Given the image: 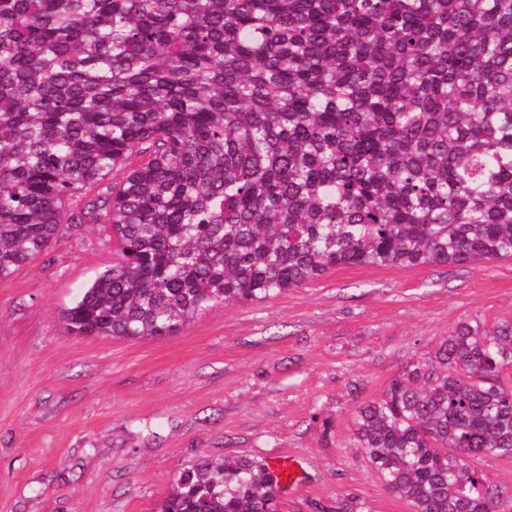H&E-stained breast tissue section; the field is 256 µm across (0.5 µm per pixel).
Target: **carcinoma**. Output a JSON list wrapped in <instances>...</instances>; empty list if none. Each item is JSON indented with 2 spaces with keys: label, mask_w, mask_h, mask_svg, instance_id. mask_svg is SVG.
Wrapping results in <instances>:
<instances>
[{
  "label": "carcinoma",
  "mask_w": 512,
  "mask_h": 512,
  "mask_svg": "<svg viewBox=\"0 0 512 512\" xmlns=\"http://www.w3.org/2000/svg\"><path fill=\"white\" fill-rule=\"evenodd\" d=\"M82 224L117 257L63 311L80 336L512 256V0H0V280ZM508 366L512 322H459L355 408L353 447L412 512H504L472 461L512 456ZM277 493L263 460H203L159 512Z\"/></svg>",
  "instance_id": "cac0c4a2"
}]
</instances>
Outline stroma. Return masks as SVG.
Instances as JSON below:
<instances>
[{
    "mask_svg": "<svg viewBox=\"0 0 512 512\" xmlns=\"http://www.w3.org/2000/svg\"><path fill=\"white\" fill-rule=\"evenodd\" d=\"M99 224L0 281V512H157L200 458L296 463L280 512L348 491L411 512L353 446L352 413L464 319L512 322V257L346 266L169 336L69 334L61 312L111 266Z\"/></svg>",
    "mask_w": 512,
    "mask_h": 512,
    "instance_id": "35a3bbf8",
    "label": "stroma"
}]
</instances>
